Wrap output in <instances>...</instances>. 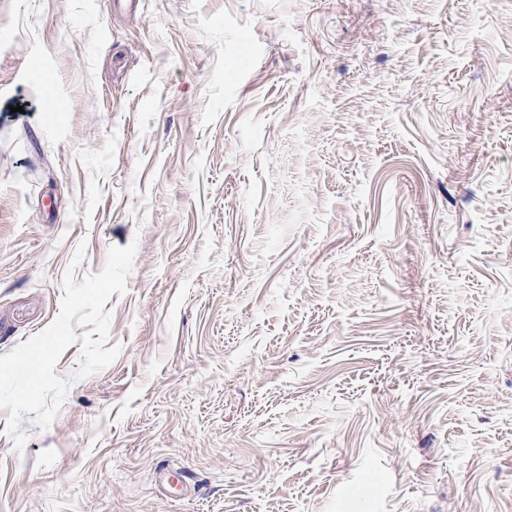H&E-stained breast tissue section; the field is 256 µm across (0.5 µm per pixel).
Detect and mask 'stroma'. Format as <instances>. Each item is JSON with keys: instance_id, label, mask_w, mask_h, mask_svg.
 <instances>
[{"instance_id": "35a3bbf8", "label": "stroma", "mask_w": 512, "mask_h": 512, "mask_svg": "<svg viewBox=\"0 0 512 512\" xmlns=\"http://www.w3.org/2000/svg\"><path fill=\"white\" fill-rule=\"evenodd\" d=\"M133 242L0 512H512V0H0V355Z\"/></svg>"}]
</instances>
